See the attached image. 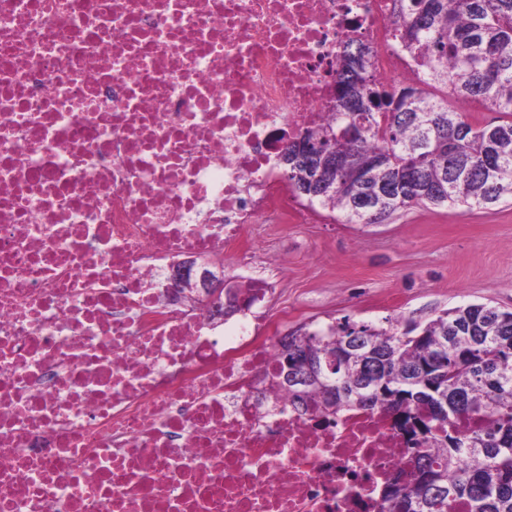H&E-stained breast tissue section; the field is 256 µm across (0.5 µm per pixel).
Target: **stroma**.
Returning <instances> with one entry per match:
<instances>
[{
	"label": "stroma",
	"mask_w": 512,
	"mask_h": 512,
	"mask_svg": "<svg viewBox=\"0 0 512 512\" xmlns=\"http://www.w3.org/2000/svg\"><path fill=\"white\" fill-rule=\"evenodd\" d=\"M248 250L260 278L288 258L270 308L281 333L343 319L426 323L468 304L512 310V203L485 209L413 206L380 224H346L319 206L293 224H256Z\"/></svg>",
	"instance_id": "stroma-1"
}]
</instances>
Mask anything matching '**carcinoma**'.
I'll list each match as a JSON object with an SVG mask.
<instances>
[{"instance_id": "1", "label": "carcinoma", "mask_w": 512, "mask_h": 512, "mask_svg": "<svg viewBox=\"0 0 512 512\" xmlns=\"http://www.w3.org/2000/svg\"><path fill=\"white\" fill-rule=\"evenodd\" d=\"M396 41L427 61L423 77L388 91L371 48L347 43L332 117L282 155L284 176L310 205L350 224L399 209H469L512 202V0H397ZM499 112L473 122L461 105ZM312 364L298 409L322 415L377 408L417 445L384 486L390 512H512V311L450 309L421 325L332 323L288 335L280 375ZM486 422L468 436L454 425Z\"/></svg>"}]
</instances>
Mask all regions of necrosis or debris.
I'll return each instance as SVG.
<instances>
[{
	"label": "necrosis or debris",
	"instance_id": "obj_1",
	"mask_svg": "<svg viewBox=\"0 0 512 512\" xmlns=\"http://www.w3.org/2000/svg\"><path fill=\"white\" fill-rule=\"evenodd\" d=\"M395 0H0V512H389L379 409L297 410L272 284L172 270L303 218L280 172L348 40L422 76ZM237 263L229 253L224 254V269L221 268L224 274L223 280H213L208 270L203 269L199 274V283L202 286L203 292L209 296L213 301L214 305L212 311L216 315L224 314V305L233 298L234 292H227L223 303L222 293L224 290V282L226 285L239 286V280L235 277L234 270Z\"/></svg>",
	"mask_w": 512,
	"mask_h": 512
}]
</instances>
